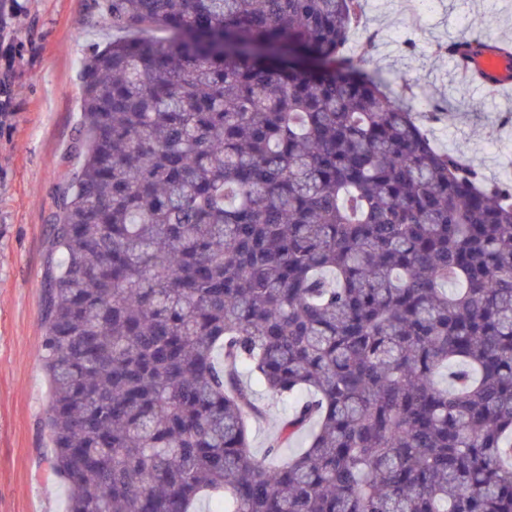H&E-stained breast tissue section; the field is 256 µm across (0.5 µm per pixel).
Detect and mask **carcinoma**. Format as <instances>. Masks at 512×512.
Returning a JSON list of instances; mask_svg holds the SVG:
<instances>
[{
	"label": "carcinoma",
	"mask_w": 512,
	"mask_h": 512,
	"mask_svg": "<svg viewBox=\"0 0 512 512\" xmlns=\"http://www.w3.org/2000/svg\"><path fill=\"white\" fill-rule=\"evenodd\" d=\"M89 8L39 349L68 512H512V184L347 52L362 0ZM262 403L266 410L265 417L257 424L253 425V448L257 453H262L267 447L270 439L275 435L281 422L288 416L289 410H285L281 404L273 405L266 397H263Z\"/></svg>",
	"instance_id": "carcinoma-1"
}]
</instances>
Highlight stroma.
I'll use <instances>...</instances> for the list:
<instances>
[{
  "label": "stroma",
  "mask_w": 512,
  "mask_h": 512,
  "mask_svg": "<svg viewBox=\"0 0 512 512\" xmlns=\"http://www.w3.org/2000/svg\"><path fill=\"white\" fill-rule=\"evenodd\" d=\"M365 0L357 39L383 35L370 70L414 106L438 101L433 142L472 159L492 181L512 179V92L463 102L453 64L437 44L457 38L512 42V0ZM88 0H14L0 27V512H65L67 489L47 473L50 382L38 360L41 311L53 258L61 188L81 167L80 64L104 37Z\"/></svg>",
  "instance_id": "1"
}]
</instances>
